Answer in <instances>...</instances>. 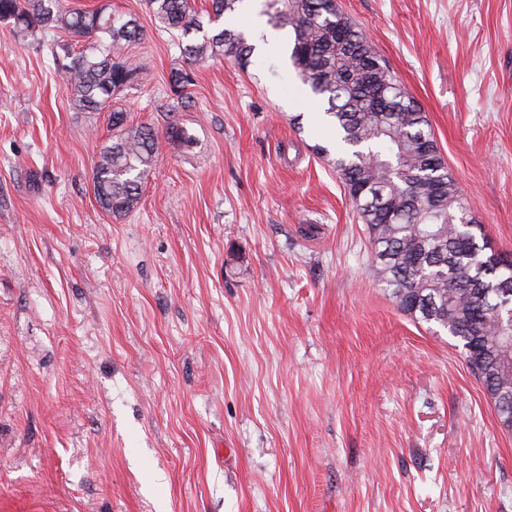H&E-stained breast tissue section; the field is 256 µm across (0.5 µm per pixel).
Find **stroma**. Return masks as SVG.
<instances>
[{
  "instance_id": "stroma-1",
  "label": "stroma",
  "mask_w": 512,
  "mask_h": 512,
  "mask_svg": "<svg viewBox=\"0 0 512 512\" xmlns=\"http://www.w3.org/2000/svg\"><path fill=\"white\" fill-rule=\"evenodd\" d=\"M65 4L143 37L115 52L131 87L84 112L63 33L0 21V512H512V431L376 279L286 32L195 0L197 38L243 28L257 49L193 62L145 0ZM338 4L512 258V0ZM114 109L157 134L122 216L92 183Z\"/></svg>"
}]
</instances>
